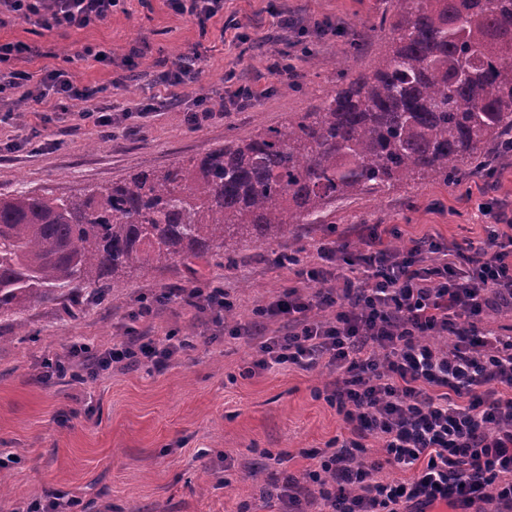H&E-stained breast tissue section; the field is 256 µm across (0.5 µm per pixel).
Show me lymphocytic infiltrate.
<instances>
[{
  "mask_svg": "<svg viewBox=\"0 0 512 512\" xmlns=\"http://www.w3.org/2000/svg\"><path fill=\"white\" fill-rule=\"evenodd\" d=\"M119 2L0 0V17L80 30L111 17ZM37 52L20 41L0 43V125L31 99L32 82L42 88L36 124L15 148L47 149L43 128L64 121L76 102L84 106L81 119L104 138L164 107L183 109L195 129L213 117L205 97L187 94L201 72L198 50L156 75L153 102L122 109L94 102L93 91L66 71L36 79L20 69ZM481 210L491 220L485 248L433 237L395 248L397 231L377 224L364 225L360 246L350 251L323 238L313 259L293 265L297 286L256 310L245 329L261 339L253 370L327 361L338 374L325 384V397L352 434L334 449L313 451L316 465L304 478H283L275 494L281 512H425L441 504L450 512H488L493 503L512 512V336L483 325L488 313L512 308V214L494 198ZM180 297L217 324L234 306L220 281ZM276 318L287 319V332L266 336V321ZM186 345L174 332L103 350L77 342L46 359L41 378L82 385L117 366L161 369ZM369 438L378 440L382 459H365ZM387 464L412 475L384 479Z\"/></svg>",
  "mask_w": 512,
  "mask_h": 512,
  "instance_id": "1",
  "label": "lymphocytic infiltrate"
}]
</instances>
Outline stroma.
Masks as SVG:
<instances>
[{"mask_svg": "<svg viewBox=\"0 0 512 512\" xmlns=\"http://www.w3.org/2000/svg\"><path fill=\"white\" fill-rule=\"evenodd\" d=\"M391 11V0H224L223 14L202 31L167 0H121L111 18L82 30L0 25L1 43L40 47L41 56L24 70H66L80 85L107 88L123 106L148 100L155 73L193 47L205 58L196 91L209 107L218 108L225 91L241 85L262 91L243 110L196 130L172 109L104 139L74 113L47 130L58 147L38 154L9 146L27 126L0 128V193L69 195L201 155L227 136L278 125L287 113L332 94L339 69L351 76L370 69L385 51L373 26ZM284 12L294 20L291 27L279 23ZM353 37L362 44L355 53ZM88 46L111 52V64L84 57ZM134 46L142 55L130 71L122 58ZM307 46L317 53L310 63L303 59ZM281 53L298 73L296 88L285 93L269 72ZM493 197L512 204V165L497 166L492 185L473 174L450 185L424 180L349 200L326 223L301 226L297 236L243 244L229 265L178 260L130 272L98 295L62 289L59 299L28 308L22 330L0 316V457L15 458L5 470L0 512L49 491L82 498L89 512H275L276 499L264 494L275 475L303 476L315 465L308 450L350 435L335 406L317 395L335 377L330 368L283 365L246 374L254 341L218 331L208 314L178 300L161 304L142 327L151 336L191 332V347L166 369H116L74 386L66 379L38 381L43 358L64 354L77 341L112 345L140 296L207 279L223 281L237 324L251 322L259 306L295 280L293 271L273 265L276 254L300 247L314 252L329 235L358 243L365 224L397 228L405 242L430 235L485 244L487 219L479 206Z\"/></svg>", "mask_w": 512, "mask_h": 512, "instance_id": "35a3bbf8", "label": "stroma"}]
</instances>
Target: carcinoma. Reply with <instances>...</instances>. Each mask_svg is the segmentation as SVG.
<instances>
[{
    "instance_id": "1",
    "label": "carcinoma",
    "mask_w": 512,
    "mask_h": 512,
    "mask_svg": "<svg viewBox=\"0 0 512 512\" xmlns=\"http://www.w3.org/2000/svg\"><path fill=\"white\" fill-rule=\"evenodd\" d=\"M388 49L307 112L206 153L56 196L0 194V315L59 288L293 234L346 199L512 155V0H393Z\"/></svg>"
}]
</instances>
